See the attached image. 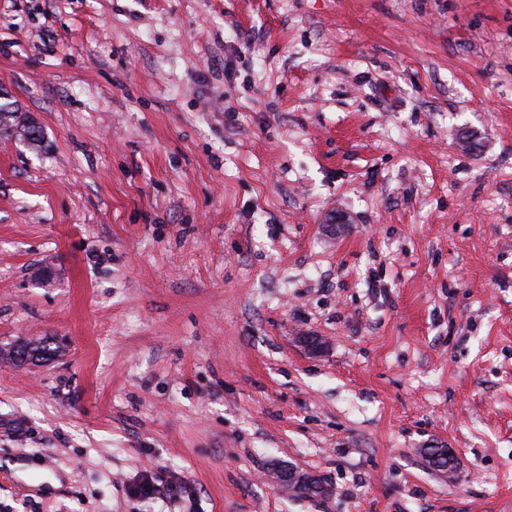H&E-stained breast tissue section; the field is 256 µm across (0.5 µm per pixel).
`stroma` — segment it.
<instances>
[{"label": "stroma", "instance_id": "obj_1", "mask_svg": "<svg viewBox=\"0 0 512 512\" xmlns=\"http://www.w3.org/2000/svg\"><path fill=\"white\" fill-rule=\"evenodd\" d=\"M0 94V512H512V0H0ZM12 103H0V137L12 138L36 145L43 140L41 126L25 113L18 112ZM59 347H52L47 340H29L20 344H14L8 350L1 348L0 355L6 357L16 364L33 362L34 360H43L56 356Z\"/></svg>", "mask_w": 512, "mask_h": 512}]
</instances>
